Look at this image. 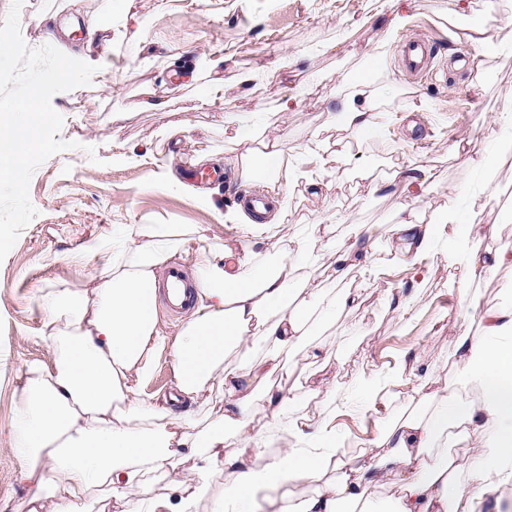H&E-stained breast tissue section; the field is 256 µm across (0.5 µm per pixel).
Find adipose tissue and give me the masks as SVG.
<instances>
[{
  "label": "adipose tissue",
  "mask_w": 512,
  "mask_h": 512,
  "mask_svg": "<svg viewBox=\"0 0 512 512\" xmlns=\"http://www.w3.org/2000/svg\"><path fill=\"white\" fill-rule=\"evenodd\" d=\"M371 120L369 84H350L331 125L359 132ZM282 138L263 137L261 156L271 183L312 181L302 166L283 159ZM241 254L198 248L201 281L195 307L176 341L156 324L158 271L186 241L168 231L144 237L132 231L121 250L101 252V272L92 292H48L43 338L54 353L53 367H29L17 394L14 448L29 484L28 512H39L45 493H55L56 512H85L89 492L108 485L123 512H193L207 492L205 477L224 465L235 481L219 512H258L267 500L277 512H478L484 496L512 488V305L482 313L479 335L463 332L452 343L463 365L456 384L475 388L481 400L426 391L414 399L424 414L384 427L372 450L349 457L338 449L326 421L310 422L293 411V398L267 389L280 352L296 351L312 327L356 306L358 293L325 288L302 304L291 298L299 284L288 279L289 262L317 265L315 248L325 224L297 226L286 262L255 267L253 249L274 239L273 221L237 217ZM376 226L353 225L350 243L330 258L338 279L366 269ZM487 231L478 216L461 223L454 206L423 222L401 209L385 230L409 265L431 255L447 258L467 283L512 265V250L482 255ZM170 349L179 399L196 403L212 384L223 395L208 409V431L187 434L174 428L168 407L145 397L143 383L155 352ZM250 359L246 371L225 368L229 356ZM265 391L273 420L291 437L276 459L265 456L267 439L248 415L257 391ZM234 430L225 442L224 427ZM469 441L466 464L449 456L451 445ZM200 448L202 463L178 483V502L156 503L144 495L151 470L173 465L183 449ZM311 483L306 494L301 484Z\"/></svg>",
  "instance_id": "1"
}]
</instances>
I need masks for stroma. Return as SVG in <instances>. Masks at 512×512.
Here are the masks:
<instances>
[{
    "instance_id": "stroma-1",
    "label": "stroma",
    "mask_w": 512,
    "mask_h": 512,
    "mask_svg": "<svg viewBox=\"0 0 512 512\" xmlns=\"http://www.w3.org/2000/svg\"><path fill=\"white\" fill-rule=\"evenodd\" d=\"M467 3L452 23L448 0H399L409 25L391 35V18L379 15L377 0H24L20 23L29 46L53 45L97 71L91 84L53 97L64 119L60 137L74 147L35 170L29 197L38 214L0 261V512H26L29 489L12 435L15 394L28 367L54 361L42 338L41 295L93 287L100 265L89 248L110 246L133 227L148 233L165 224L186 233L189 242L175 260L191 274L198 238L236 246L238 231L228 219L238 209L233 194L180 168L186 154L197 159V171L219 167L239 188L268 190L265 177L243 179L237 165L258 155L260 131L225 127L229 112L258 113L281 135L291 163L316 129L327 144H352L334 177L286 187L278 239H287L293 225L318 223L326 208L341 220L328 249L347 247L349 225L379 227L372 274L356 270L344 282L361 289L362 303L313 328L298 352L284 355L272 384L297 395L299 414L329 419L343 451L355 456L388 422L418 413L411 397L420 380L435 389L452 383L459 366L453 332L478 333L483 309L512 304V267L466 291L461 272L445 262L428 259L413 269L397 262L384 228L400 208L429 212L452 201L462 218L476 213L495 225L483 248H512V154L500 152L512 130L491 119L511 104L512 54L492 52L469 68L457 60L471 49L464 37L471 25H484L492 42L506 40L512 8L506 0ZM91 14L102 30L89 29ZM415 38L434 42L435 75L401 70L400 46ZM377 52L382 59L373 73ZM270 71L276 77L269 81ZM365 75L372 78L370 126L354 135L328 126L347 79ZM145 100L153 108H142ZM164 127L180 133L161 136ZM465 137L481 154L499 155L494 181L454 156ZM410 162L432 171L417 197L392 188ZM402 296L416 300L411 316L395 305ZM362 373H395L401 381L367 408L328 400L325 387L354 393Z\"/></svg>"
}]
</instances>
